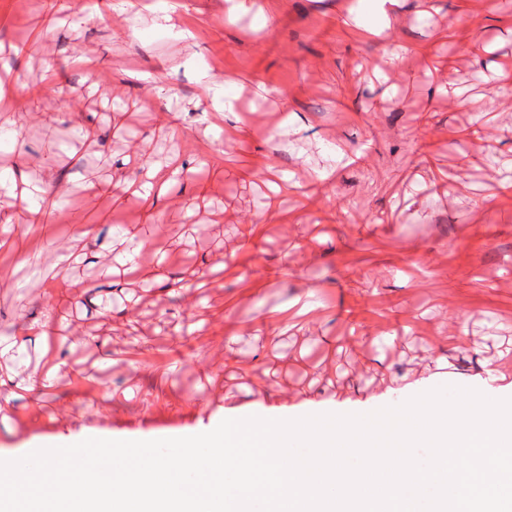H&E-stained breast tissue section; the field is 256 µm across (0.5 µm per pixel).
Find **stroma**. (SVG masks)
<instances>
[{"instance_id": "stroma-1", "label": "stroma", "mask_w": 512, "mask_h": 512, "mask_svg": "<svg viewBox=\"0 0 512 512\" xmlns=\"http://www.w3.org/2000/svg\"><path fill=\"white\" fill-rule=\"evenodd\" d=\"M133 2L102 20L107 0H0V168L57 174L30 227L0 184V337L22 343L0 356V454L366 414L492 366L512 392V0H399L379 39L359 0ZM77 45L93 70L69 66ZM210 78L238 88L221 118ZM150 163L168 189L126 195L116 176ZM63 277L85 292L52 302ZM50 309L49 342L22 334ZM52 359V387L24 391Z\"/></svg>"}]
</instances>
